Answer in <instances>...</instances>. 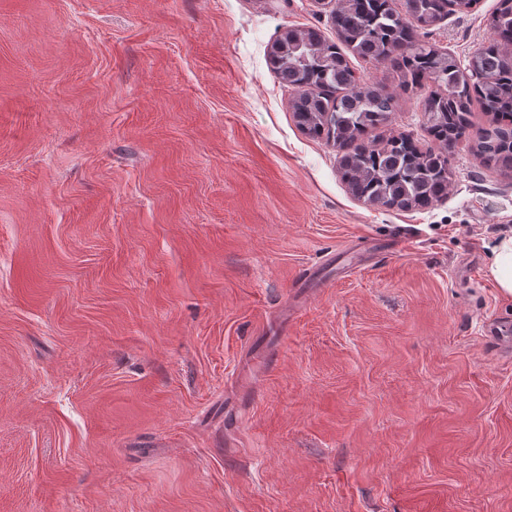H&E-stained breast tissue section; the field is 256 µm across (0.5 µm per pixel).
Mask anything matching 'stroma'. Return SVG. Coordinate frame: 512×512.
<instances>
[{
  "mask_svg": "<svg viewBox=\"0 0 512 512\" xmlns=\"http://www.w3.org/2000/svg\"><path fill=\"white\" fill-rule=\"evenodd\" d=\"M497 0L418 30L460 62ZM317 0H0V512H512V174L357 199L268 62ZM381 132L435 144L428 88ZM495 258L491 273L500 292L505 297L512 296V237L503 238L494 250Z\"/></svg>",
  "mask_w": 512,
  "mask_h": 512,
  "instance_id": "obj_1",
  "label": "stroma"
}]
</instances>
